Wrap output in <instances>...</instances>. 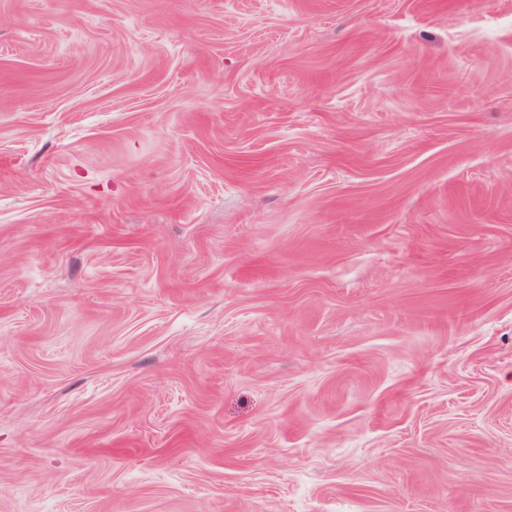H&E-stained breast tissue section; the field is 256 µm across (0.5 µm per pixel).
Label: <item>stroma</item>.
Segmentation results:
<instances>
[{
    "instance_id": "obj_1",
    "label": "stroma",
    "mask_w": 512,
    "mask_h": 512,
    "mask_svg": "<svg viewBox=\"0 0 512 512\" xmlns=\"http://www.w3.org/2000/svg\"><path fill=\"white\" fill-rule=\"evenodd\" d=\"M0 512H512V0H0Z\"/></svg>"
}]
</instances>
